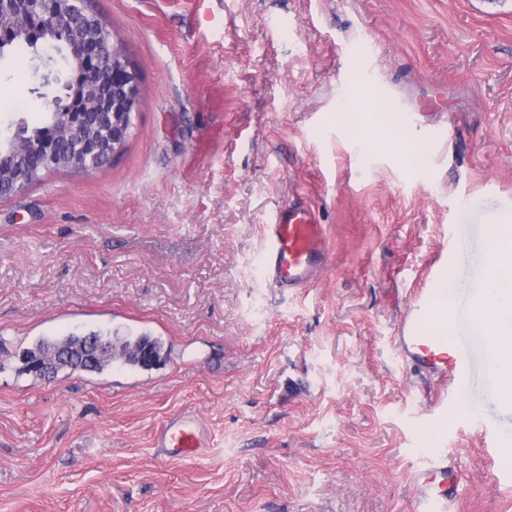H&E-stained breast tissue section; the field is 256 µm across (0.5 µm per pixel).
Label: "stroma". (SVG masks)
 Returning <instances> with one entry per match:
<instances>
[{
  "label": "stroma",
  "mask_w": 512,
  "mask_h": 512,
  "mask_svg": "<svg viewBox=\"0 0 512 512\" xmlns=\"http://www.w3.org/2000/svg\"><path fill=\"white\" fill-rule=\"evenodd\" d=\"M134 61L126 149L0 200V512H419L443 463L450 512H512V431L485 376L431 412L392 338L449 238L466 321L484 227L512 212V0H86ZM0 59V129L40 122L66 76ZM383 88L425 168L361 150L357 94ZM319 209L329 260L289 292L263 275L272 212ZM149 333L148 371L19 373L46 336ZM194 413L196 459L155 446ZM419 480L423 487L420 505L425 509L441 506L442 510H422L446 512L448 502L453 501L458 495V486L455 483L448 485V469L438 463H431L427 468L420 470Z\"/></svg>",
  "instance_id": "stroma-1"
}]
</instances>
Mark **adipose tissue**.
Returning <instances> with one entry per match:
<instances>
[{
	"instance_id": "obj_1",
	"label": "adipose tissue",
	"mask_w": 512,
	"mask_h": 512,
	"mask_svg": "<svg viewBox=\"0 0 512 512\" xmlns=\"http://www.w3.org/2000/svg\"><path fill=\"white\" fill-rule=\"evenodd\" d=\"M355 108L361 116L363 144L372 147L373 132L387 134L386 149L403 155L413 165H420V148L397 138L401 125L399 115L381 106L373 95L364 94L355 99ZM488 238L499 245L496 266L482 285V307L476 315L481 333L496 342L495 361L507 386L512 387V224L496 223L486 227Z\"/></svg>"
}]
</instances>
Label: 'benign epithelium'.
<instances>
[{"instance_id": "benign-epithelium-1", "label": "benign epithelium", "mask_w": 512, "mask_h": 512, "mask_svg": "<svg viewBox=\"0 0 512 512\" xmlns=\"http://www.w3.org/2000/svg\"><path fill=\"white\" fill-rule=\"evenodd\" d=\"M82 0H24L16 9V0H0V38H7L17 23L33 32H55L62 38L77 36L72 48L81 66L93 73L109 70V88L92 86L90 101L81 105L64 104L59 108L64 128L60 138L10 140L0 146V161L19 156L23 162L9 167L7 179L0 181V198L23 191L36 173H45L67 163L71 169L91 172L119 155L131 135L141 103V89L135 67L128 56L118 50L112 55L102 51L103 33L95 17L80 7Z\"/></svg>"}]
</instances>
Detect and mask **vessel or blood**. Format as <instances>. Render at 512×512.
Wrapping results in <instances>:
<instances>
[{
	"mask_svg": "<svg viewBox=\"0 0 512 512\" xmlns=\"http://www.w3.org/2000/svg\"><path fill=\"white\" fill-rule=\"evenodd\" d=\"M266 247L262 267L268 281L276 287L297 290L309 286L326 263L329 249L315 210L301 202L277 208L265 226ZM468 242L453 238L443 266L435 270L434 287L416 288L409 295L408 312L401 321L394 342L407 364L429 375L435 382L430 394L434 411L447 412L463 402L464 383L475 364V349H489L491 340L479 332L467 336H444L432 330L429 317L434 306L448 296L441 288L442 269L451 265L455 254L467 249ZM157 445L170 458L187 459L205 445L204 427L193 415L181 416L161 428ZM423 487L421 505L427 508L447 506L458 495L457 484L448 480V470L431 463L420 470Z\"/></svg>",
	"mask_w": 512,
	"mask_h": 512,
	"instance_id": "obj_1",
	"label": "vessel or blood"
}]
</instances>
